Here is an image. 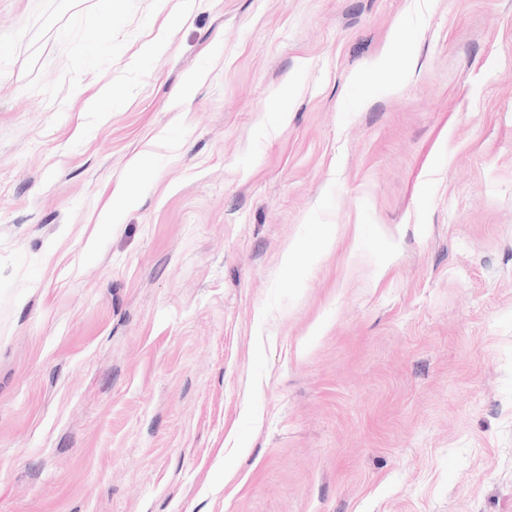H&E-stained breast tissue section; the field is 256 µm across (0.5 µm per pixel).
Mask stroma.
<instances>
[{"mask_svg": "<svg viewBox=\"0 0 512 512\" xmlns=\"http://www.w3.org/2000/svg\"><path fill=\"white\" fill-rule=\"evenodd\" d=\"M0 512H512V0H0Z\"/></svg>", "mask_w": 512, "mask_h": 512, "instance_id": "obj_1", "label": "stroma"}]
</instances>
